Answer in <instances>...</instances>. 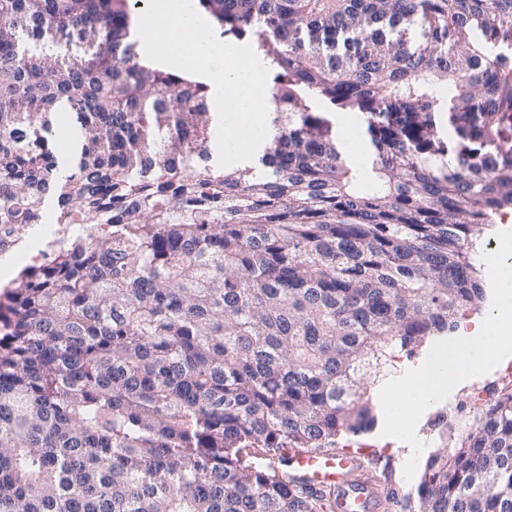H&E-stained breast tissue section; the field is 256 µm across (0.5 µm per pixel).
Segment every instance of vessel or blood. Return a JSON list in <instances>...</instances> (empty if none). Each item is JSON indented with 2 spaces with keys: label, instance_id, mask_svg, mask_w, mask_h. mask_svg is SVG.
<instances>
[{
  "label": "vessel or blood",
  "instance_id": "1",
  "mask_svg": "<svg viewBox=\"0 0 512 512\" xmlns=\"http://www.w3.org/2000/svg\"><path fill=\"white\" fill-rule=\"evenodd\" d=\"M379 454L317 455L295 451L290 455V465L296 474L312 488L344 494L353 492L358 512H378L383 500L379 487L364 477L365 472L379 467Z\"/></svg>",
  "mask_w": 512,
  "mask_h": 512
}]
</instances>
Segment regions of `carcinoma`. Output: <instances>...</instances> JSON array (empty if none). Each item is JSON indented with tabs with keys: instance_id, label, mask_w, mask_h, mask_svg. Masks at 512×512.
Instances as JSON below:
<instances>
[{
	"instance_id": "obj_1",
	"label": "carcinoma",
	"mask_w": 512,
	"mask_h": 512,
	"mask_svg": "<svg viewBox=\"0 0 512 512\" xmlns=\"http://www.w3.org/2000/svg\"><path fill=\"white\" fill-rule=\"evenodd\" d=\"M197 2L273 72L275 134L232 168L207 86L140 64L138 4L0 0V253L59 225L0 299V512H331L285 452L372 430L397 354L485 298L512 0ZM474 29L501 51L454 48ZM311 99L363 114L366 165ZM477 422L401 512H512V389Z\"/></svg>"
}]
</instances>
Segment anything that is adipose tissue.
I'll return each instance as SVG.
<instances>
[{
	"label": "adipose tissue",
	"instance_id": "ef3b65f1",
	"mask_svg": "<svg viewBox=\"0 0 512 512\" xmlns=\"http://www.w3.org/2000/svg\"><path fill=\"white\" fill-rule=\"evenodd\" d=\"M471 335L473 344L451 347L438 354L443 361H464V369L443 372L424 366L409 376L412 397L408 409L434 403L450 383L464 374L481 371L499 358L512 357V287L506 285L498 290L493 308L483 321L475 323Z\"/></svg>",
	"mask_w": 512,
	"mask_h": 512
}]
</instances>
